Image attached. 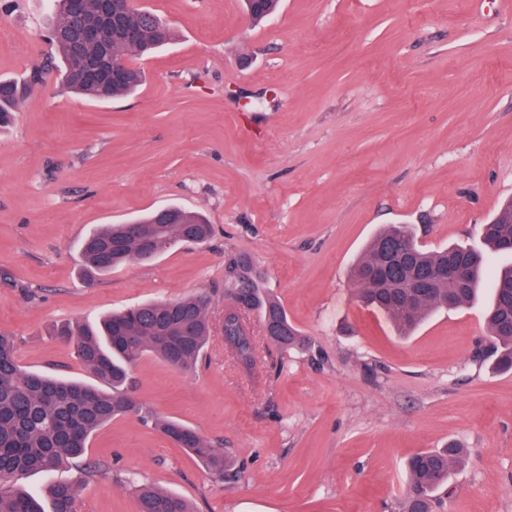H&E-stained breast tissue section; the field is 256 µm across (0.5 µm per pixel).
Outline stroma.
Wrapping results in <instances>:
<instances>
[{
	"instance_id": "stroma-1",
	"label": "stroma",
	"mask_w": 512,
	"mask_h": 512,
	"mask_svg": "<svg viewBox=\"0 0 512 512\" xmlns=\"http://www.w3.org/2000/svg\"><path fill=\"white\" fill-rule=\"evenodd\" d=\"M138 4L176 38L138 92L96 102L51 69L28 84L51 55L50 0L0 2V79L23 88L0 129V332L26 370L85 382L56 326L200 293L222 316L238 254L308 345L281 350L254 312L253 371L219 336L193 373L151 353L132 367L134 395L234 475L122 415L25 486L73 483L79 512H138L140 484L196 512H399L407 459L456 442L469 463L435 512H512V371L480 354L483 305L404 338L349 279L385 225L476 248L512 198V0H281L259 26L241 0ZM168 205L203 213L211 241L83 283L89 231Z\"/></svg>"
}]
</instances>
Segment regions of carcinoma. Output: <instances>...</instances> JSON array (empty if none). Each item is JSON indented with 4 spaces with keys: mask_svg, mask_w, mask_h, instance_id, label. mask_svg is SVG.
Instances as JSON below:
<instances>
[{
    "mask_svg": "<svg viewBox=\"0 0 512 512\" xmlns=\"http://www.w3.org/2000/svg\"><path fill=\"white\" fill-rule=\"evenodd\" d=\"M69 0H55L56 20L51 25L50 41L55 56L48 66L58 72L59 83L86 98L106 101L130 95L143 84L144 71L128 62L134 56L149 57L170 43L167 24L157 26L138 10L122 13L115 25L104 22L97 0H87L83 21L98 26L104 33L109 52L88 44L76 54L66 34L71 25ZM279 0H245L254 22L260 23L277 8ZM121 28L139 33L135 43L125 41ZM91 67L104 70L110 62H127L125 78L103 85L80 81L76 77L77 57ZM19 104L18 86L0 80V127L9 124ZM129 224H105L89 233L81 244L84 277L96 276L134 261H142L146 247L156 254L184 243L203 244L212 235V225L202 214L174 207V220L163 223L151 212ZM512 239V200L504 203L488 223L482 225V240L487 252L451 246L429 252L417 244L407 224H392L370 240L352 268L351 280L356 300L386 314L399 333L406 336L432 312L443 308L442 301L453 296L455 306L473 301L486 268L487 253L504 251ZM395 241L411 244L410 256L392 267V283L383 287L368 278V269L384 246ZM456 263L466 269L462 281L440 278L429 295L420 296L410 288L412 272L433 274ZM224 293L236 304L258 311L264 325L273 330L270 341L288 350L302 348L306 341L288 319L284 306L257 288L247 260L233 256L225 267ZM205 295H188L161 302L127 307L103 318L97 324L64 326L57 335L73 344L75 356L95 380L88 384L53 378L24 370L15 357L14 338L0 332V512H45L41 501L15 487L30 472H49L84 455L91 434L120 415H134L150 423L173 442L182 445L210 473L224 478L227 458L224 452L194 429L175 419H161L130 393L131 367L147 352L153 353L176 370L191 372L207 344L216 334L224 338L238 364L250 372L256 363V346L248 314L224 310L216 321L208 311ZM486 327L492 341L494 369L512 370V265L495 274L492 301L487 308ZM467 455L466 449L450 444L438 450L422 451L405 465L407 484L401 501L402 512H431L437 491ZM52 512H78L79 490L68 482H55L48 489ZM139 512H193L180 496L153 486L137 489Z\"/></svg>",
    "mask_w": 512,
    "mask_h": 512,
    "instance_id": "carcinoma-1",
    "label": "carcinoma"
}]
</instances>
